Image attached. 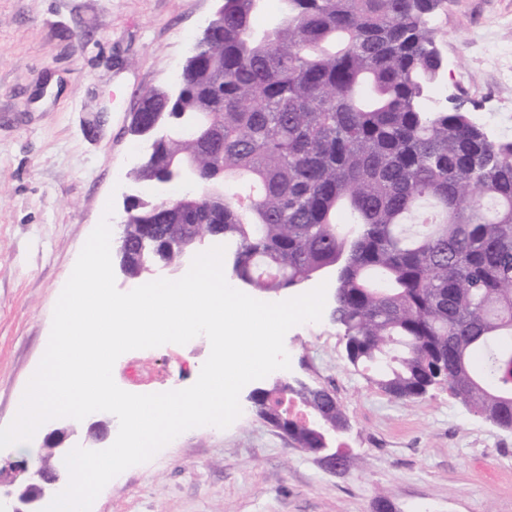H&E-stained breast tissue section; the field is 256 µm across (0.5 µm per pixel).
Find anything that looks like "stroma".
<instances>
[{"instance_id":"1","label":"stroma","mask_w":512,"mask_h":512,"mask_svg":"<svg viewBox=\"0 0 512 512\" xmlns=\"http://www.w3.org/2000/svg\"><path fill=\"white\" fill-rule=\"evenodd\" d=\"M214 0H0V427L46 350L55 304L105 209L121 214L143 151L128 132L146 90L173 84ZM440 94L477 103L483 126L512 139V0H446ZM300 380L334 394L350 419L353 466L332 473L256 416L188 430L106 485L91 512H512V431L438 385L396 400L345 359L329 316L284 339ZM210 354L199 336L120 356L113 378L148 394L191 386Z\"/></svg>"}]
</instances>
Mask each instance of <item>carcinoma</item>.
I'll list each match as a JSON object with an SVG mask.
<instances>
[{"mask_svg": "<svg viewBox=\"0 0 512 512\" xmlns=\"http://www.w3.org/2000/svg\"><path fill=\"white\" fill-rule=\"evenodd\" d=\"M263 2L224 0L179 93L153 90L132 116L138 133L175 130L132 182L170 180L192 155L224 199L141 195L117 225L119 267L138 278L215 234L236 242L235 284L259 293L334 267L331 319L354 370L403 401L442 384L512 430V140L431 105L443 0H284L259 29ZM286 394L349 424L329 391L262 390L256 415L304 451L322 439L284 415Z\"/></svg>", "mask_w": 512, "mask_h": 512, "instance_id": "cac0c4a2", "label": "carcinoma"}]
</instances>
